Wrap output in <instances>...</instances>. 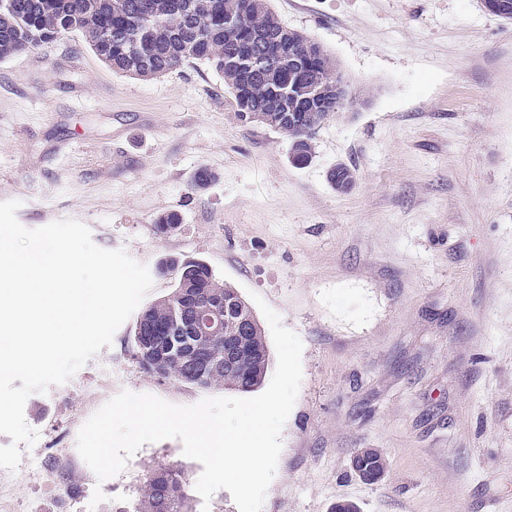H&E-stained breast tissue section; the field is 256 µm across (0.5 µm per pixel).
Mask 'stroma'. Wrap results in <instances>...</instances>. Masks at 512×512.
I'll return each instance as SVG.
<instances>
[{
	"label": "stroma",
	"mask_w": 512,
	"mask_h": 512,
	"mask_svg": "<svg viewBox=\"0 0 512 512\" xmlns=\"http://www.w3.org/2000/svg\"><path fill=\"white\" fill-rule=\"evenodd\" d=\"M269 5L363 99L321 124L307 164L238 118L205 61L132 78L70 33L0 60V201H19L27 228L74 219L125 249L149 269L148 300L175 287L163 262L196 259L298 335L303 378L263 512L348 497L361 512H512V20L483 0ZM341 164L356 176L347 192L329 178ZM169 213L180 224L160 234ZM134 325L28 398L39 438L0 474L19 512H128L160 464L197 481L203 466L176 439L101 483L77 452L81 426L122 390L179 405L228 394L146 373ZM358 448L383 453L378 483L352 471Z\"/></svg>",
	"instance_id": "1"
}]
</instances>
